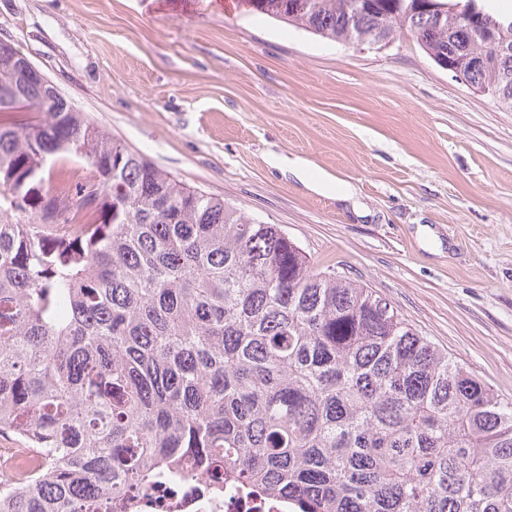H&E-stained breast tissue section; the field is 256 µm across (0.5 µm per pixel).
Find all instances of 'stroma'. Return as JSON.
I'll return each mask as SVG.
<instances>
[{
  "label": "stroma",
  "instance_id": "obj_1",
  "mask_svg": "<svg viewBox=\"0 0 512 512\" xmlns=\"http://www.w3.org/2000/svg\"><path fill=\"white\" fill-rule=\"evenodd\" d=\"M0 39L97 126L279 225L512 401V112L410 34L342 45L212 0H0ZM326 174L355 201L312 187Z\"/></svg>",
  "mask_w": 512,
  "mask_h": 512
}]
</instances>
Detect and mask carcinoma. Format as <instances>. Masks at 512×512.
Wrapping results in <instances>:
<instances>
[{
	"mask_svg": "<svg viewBox=\"0 0 512 512\" xmlns=\"http://www.w3.org/2000/svg\"><path fill=\"white\" fill-rule=\"evenodd\" d=\"M265 0L337 43L404 30L512 111V18L481 0ZM0 434L45 462L0 512H136L161 478L293 512H512V402L275 224L93 125L0 40ZM88 175L42 191L51 162Z\"/></svg>",
	"mask_w": 512,
	"mask_h": 512,
	"instance_id": "carcinoma-1",
	"label": "carcinoma"
}]
</instances>
